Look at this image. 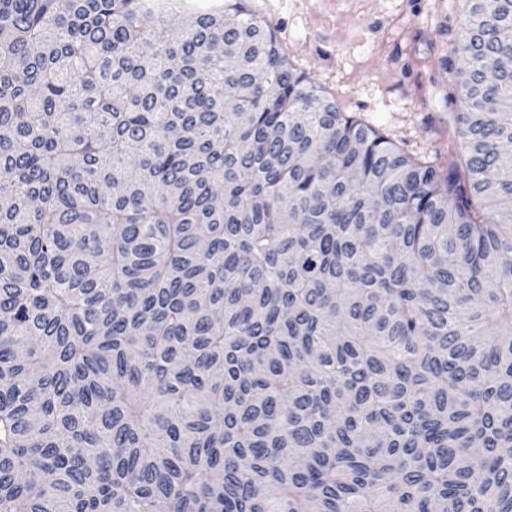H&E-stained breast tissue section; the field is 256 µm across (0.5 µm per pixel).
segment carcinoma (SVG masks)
Listing matches in <instances>:
<instances>
[{
	"mask_svg": "<svg viewBox=\"0 0 512 512\" xmlns=\"http://www.w3.org/2000/svg\"><path fill=\"white\" fill-rule=\"evenodd\" d=\"M460 163L242 0H0V512H512V0Z\"/></svg>",
	"mask_w": 512,
	"mask_h": 512,
	"instance_id": "1",
	"label": "carcinoma"
}]
</instances>
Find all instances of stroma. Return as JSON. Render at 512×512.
Returning <instances> with one entry per match:
<instances>
[{
	"label": "stroma",
	"instance_id": "obj_1",
	"mask_svg": "<svg viewBox=\"0 0 512 512\" xmlns=\"http://www.w3.org/2000/svg\"><path fill=\"white\" fill-rule=\"evenodd\" d=\"M289 62L342 111L410 155L447 166L457 143L456 83L439 60L441 26L458 32L461 0H246Z\"/></svg>",
	"mask_w": 512,
	"mask_h": 512
}]
</instances>
